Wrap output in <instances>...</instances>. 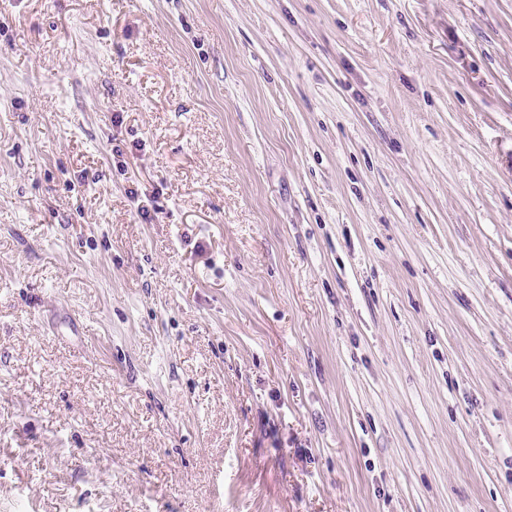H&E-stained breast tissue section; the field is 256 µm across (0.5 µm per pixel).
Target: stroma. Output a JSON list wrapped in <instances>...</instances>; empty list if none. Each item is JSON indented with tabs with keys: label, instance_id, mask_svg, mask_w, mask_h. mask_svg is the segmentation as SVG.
<instances>
[{
	"label": "stroma",
	"instance_id": "35a3bbf8",
	"mask_svg": "<svg viewBox=\"0 0 512 512\" xmlns=\"http://www.w3.org/2000/svg\"><path fill=\"white\" fill-rule=\"evenodd\" d=\"M0 512H512V0H0Z\"/></svg>",
	"mask_w": 512,
	"mask_h": 512
}]
</instances>
